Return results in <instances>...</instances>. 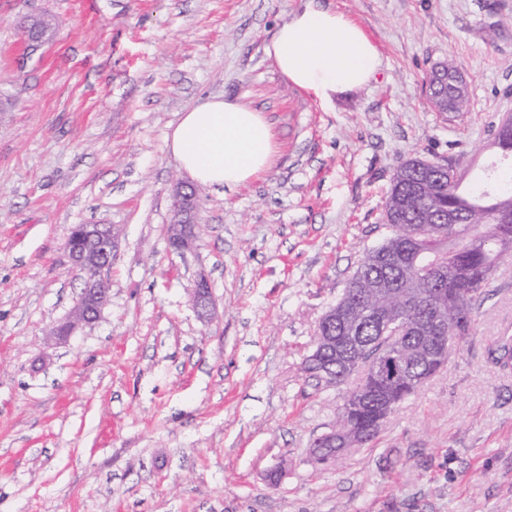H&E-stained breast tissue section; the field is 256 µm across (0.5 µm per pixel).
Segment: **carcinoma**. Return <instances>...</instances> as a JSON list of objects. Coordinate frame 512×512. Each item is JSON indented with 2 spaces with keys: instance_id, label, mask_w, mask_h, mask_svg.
<instances>
[{
  "instance_id": "obj_1",
  "label": "carcinoma",
  "mask_w": 512,
  "mask_h": 512,
  "mask_svg": "<svg viewBox=\"0 0 512 512\" xmlns=\"http://www.w3.org/2000/svg\"><path fill=\"white\" fill-rule=\"evenodd\" d=\"M429 90L433 105L441 112H463L468 97L458 68L453 60L437 65L431 71ZM512 205V190L498 195L485 193L470 196L460 191V182L448 181L440 171L439 162L412 158L395 170L387 191L382 223L389 235L379 247L369 251L349 280L340 301L359 309L348 324L350 333L360 337L379 353L384 348L376 344L382 321L402 315L395 302L377 296L373 291L376 279L384 280L401 293H413L420 288L418 321H424L434 302L442 305L448 325L461 321L473 322L475 303L484 294L490 271L512 257V211L496 213L499 203ZM454 207L461 222L448 223V207ZM415 240V250L401 265L390 263L389 256L399 252L401 241ZM425 329H412L400 341L401 352L409 370L408 381L389 390L392 410L417 393L415 379L437 373L446 362L428 359L423 345ZM363 355L348 356L333 351L314 361L306 358L304 372L325 386L347 385L353 379L364 380ZM377 400L347 411L350 434L346 450L360 448L375 439L381 428L371 427L377 412Z\"/></svg>"
}]
</instances>
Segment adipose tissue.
Masks as SVG:
<instances>
[{
  "label": "adipose tissue",
  "mask_w": 512,
  "mask_h": 512,
  "mask_svg": "<svg viewBox=\"0 0 512 512\" xmlns=\"http://www.w3.org/2000/svg\"><path fill=\"white\" fill-rule=\"evenodd\" d=\"M265 52L287 81L327 109L364 89L382 65L359 25L315 0L278 26ZM167 148L197 183L232 190L270 167L277 142L261 112L209 98L183 113Z\"/></svg>",
  "instance_id": "ef3b65f1"
}]
</instances>
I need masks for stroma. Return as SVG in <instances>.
<instances>
[{
	"instance_id": "1",
	"label": "stroma",
	"mask_w": 512,
	"mask_h": 512,
	"mask_svg": "<svg viewBox=\"0 0 512 512\" xmlns=\"http://www.w3.org/2000/svg\"><path fill=\"white\" fill-rule=\"evenodd\" d=\"M383 65L322 108L267 58L305 0H0V512H512V266L477 301L447 366L367 447L328 467L314 440L340 389L305 378L322 315L381 222L395 167L450 161L480 193L512 183L492 127L512 114V0H321ZM53 34L26 53L27 19ZM455 59L467 111L425 78ZM222 97L262 112L278 151L235 190L199 186V236L173 252L166 148ZM78 224L122 230L99 319L66 341ZM207 278L217 306L189 295ZM280 471L270 483V471ZM190 304L202 322L210 323L215 318L216 304L212 297L209 283L205 278L197 281L190 297Z\"/></svg>"
}]
</instances>
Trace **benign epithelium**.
I'll use <instances>...</instances> for the list:
<instances>
[{
	"label": "benign epithelium",
	"instance_id": "benign-epithelium-1",
	"mask_svg": "<svg viewBox=\"0 0 512 512\" xmlns=\"http://www.w3.org/2000/svg\"><path fill=\"white\" fill-rule=\"evenodd\" d=\"M173 219L170 222V236L188 241L198 235L199 224L196 223L197 200L194 192H185L178 187L173 195ZM80 236L89 248L68 250L72 266L80 272L81 289L66 320V331L53 326L47 335L56 340H63L75 330L97 320L110 297V282L105 276L112 266L119 247L120 232L110 224H83ZM190 304L197 317L204 323L211 322L216 315V304L211 294L209 283L201 278L190 297ZM344 348L350 352L360 350L357 339L353 336H325L311 359L320 358L325 350ZM368 368L376 379L375 390L382 391L387 385L401 377L404 370L403 358L386 353L371 358Z\"/></svg>",
	"mask_w": 512,
	"mask_h": 512
}]
</instances>
